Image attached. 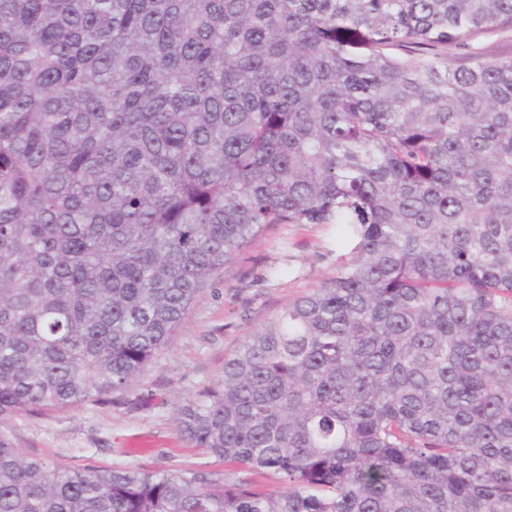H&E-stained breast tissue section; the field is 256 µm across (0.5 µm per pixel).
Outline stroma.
<instances>
[{"instance_id": "35a3bbf8", "label": "stroma", "mask_w": 512, "mask_h": 512, "mask_svg": "<svg viewBox=\"0 0 512 512\" xmlns=\"http://www.w3.org/2000/svg\"><path fill=\"white\" fill-rule=\"evenodd\" d=\"M338 256L335 225L266 231L200 291L130 386L106 403L15 417L5 432L26 453L53 463L233 473V464L186 439L175 408L220 379L225 358L254 329L333 274Z\"/></svg>"}]
</instances>
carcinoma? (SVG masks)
Here are the masks:
<instances>
[{"mask_svg":"<svg viewBox=\"0 0 512 512\" xmlns=\"http://www.w3.org/2000/svg\"><path fill=\"white\" fill-rule=\"evenodd\" d=\"M497 29L512 0H0L1 425L129 385L269 228L348 251L179 410L240 476L0 430V512H512ZM479 47L491 55H512V32H494L480 39Z\"/></svg>","mask_w":512,"mask_h":512,"instance_id":"carcinoma-1","label":"carcinoma"}]
</instances>
